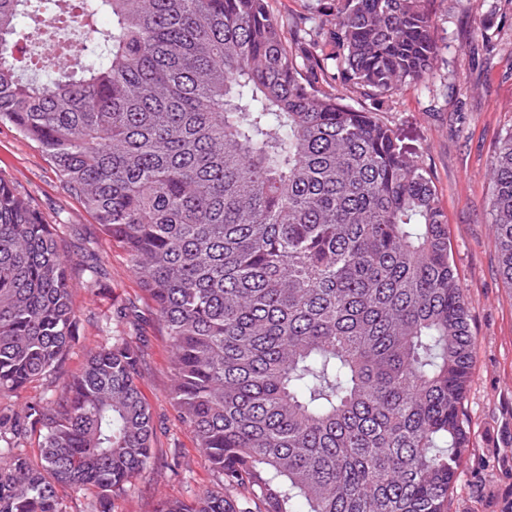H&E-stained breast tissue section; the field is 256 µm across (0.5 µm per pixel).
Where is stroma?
Returning a JSON list of instances; mask_svg holds the SVG:
<instances>
[{
	"instance_id": "35a3bbf8",
	"label": "stroma",
	"mask_w": 512,
	"mask_h": 512,
	"mask_svg": "<svg viewBox=\"0 0 512 512\" xmlns=\"http://www.w3.org/2000/svg\"><path fill=\"white\" fill-rule=\"evenodd\" d=\"M428 8L441 47L437 74L389 98L381 117L431 174L469 300L475 362L465 412L471 446L449 512H512V286L499 273L489 208L490 163L512 128V0H429ZM474 15L485 18V27L471 26ZM0 178L54 224L59 250L71 262L78 316V332L55 369L0 403L60 393L106 336L126 332L144 350L141 385L154 437L150 464L112 498L110 512H157L164 500L188 501L216 488L171 406L169 341L127 253L102 235L40 147L8 123H0ZM119 308L128 310V319L116 317Z\"/></svg>"
}]
</instances>
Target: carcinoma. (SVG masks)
Returning <instances> with one entry per match:
<instances>
[{"instance_id":"cac0c4a2","label":"carcinoma","mask_w":512,"mask_h":512,"mask_svg":"<svg viewBox=\"0 0 512 512\" xmlns=\"http://www.w3.org/2000/svg\"><path fill=\"white\" fill-rule=\"evenodd\" d=\"M426 3L334 0L291 23L268 0H0V122L128 254L219 480L159 512H448L469 303L431 175L380 118L436 74ZM56 14L86 37L41 74L28 46ZM490 183L512 285V131ZM77 329L51 225L0 179V396ZM141 362L119 333L58 396L0 407V512H64L59 485L108 512L151 459ZM32 431L38 464L19 452Z\"/></svg>"}]
</instances>
